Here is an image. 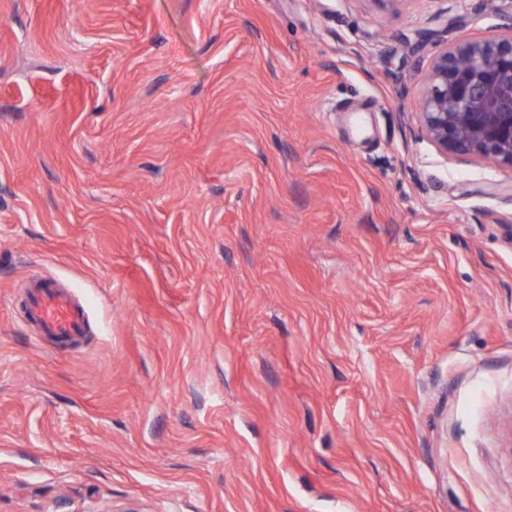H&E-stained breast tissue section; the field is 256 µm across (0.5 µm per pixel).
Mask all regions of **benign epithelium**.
<instances>
[{
	"instance_id": "1",
	"label": "benign epithelium",
	"mask_w": 512,
	"mask_h": 512,
	"mask_svg": "<svg viewBox=\"0 0 512 512\" xmlns=\"http://www.w3.org/2000/svg\"><path fill=\"white\" fill-rule=\"evenodd\" d=\"M426 39L404 40L383 61L401 69ZM420 134L442 154L485 158L512 168V33L452 43L440 51L412 112Z\"/></svg>"
}]
</instances>
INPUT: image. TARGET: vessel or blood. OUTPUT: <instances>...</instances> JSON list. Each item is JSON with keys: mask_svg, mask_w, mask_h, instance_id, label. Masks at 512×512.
I'll list each match as a JSON object with an SVG mask.
<instances>
[{"mask_svg": "<svg viewBox=\"0 0 512 512\" xmlns=\"http://www.w3.org/2000/svg\"><path fill=\"white\" fill-rule=\"evenodd\" d=\"M27 310L40 323L43 334L58 341H71L84 333L83 307L52 283L38 281L32 285Z\"/></svg>", "mask_w": 512, "mask_h": 512, "instance_id": "b4317fda", "label": "vessel or blood"}]
</instances>
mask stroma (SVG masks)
Here are the masks:
<instances>
[{"label":"stroma","mask_w":512,"mask_h":512,"mask_svg":"<svg viewBox=\"0 0 512 512\" xmlns=\"http://www.w3.org/2000/svg\"><path fill=\"white\" fill-rule=\"evenodd\" d=\"M448 20L512 5L0 0V512L512 508V168L382 62ZM27 310L40 323L43 334L59 343L74 340L84 333L83 307L50 282L37 281L32 285Z\"/></svg>","instance_id":"stroma-1"}]
</instances>
